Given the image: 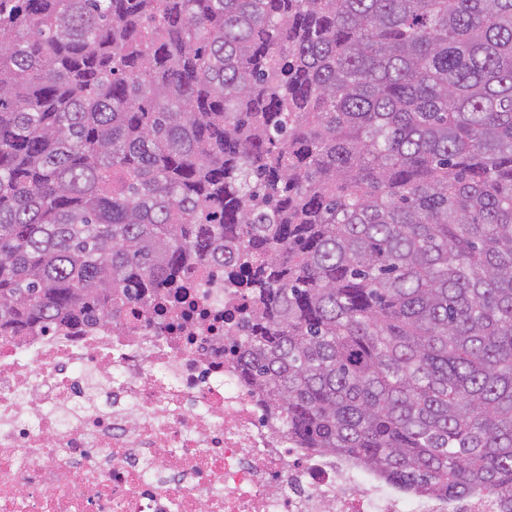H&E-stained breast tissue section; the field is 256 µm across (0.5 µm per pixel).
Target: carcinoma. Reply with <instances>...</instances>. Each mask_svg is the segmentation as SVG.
I'll use <instances>...</instances> for the list:
<instances>
[{
	"mask_svg": "<svg viewBox=\"0 0 512 512\" xmlns=\"http://www.w3.org/2000/svg\"><path fill=\"white\" fill-rule=\"evenodd\" d=\"M205 263L288 439L512 502V0H0V336Z\"/></svg>",
	"mask_w": 512,
	"mask_h": 512,
	"instance_id": "obj_1",
	"label": "carcinoma"
}]
</instances>
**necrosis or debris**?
I'll return each mask as SVG.
<instances>
[{"label":"necrosis or debris","mask_w":512,"mask_h":512,"mask_svg":"<svg viewBox=\"0 0 512 512\" xmlns=\"http://www.w3.org/2000/svg\"><path fill=\"white\" fill-rule=\"evenodd\" d=\"M218 267L116 314L0 336V512H504L287 441Z\"/></svg>","instance_id":"obj_1"}]
</instances>
